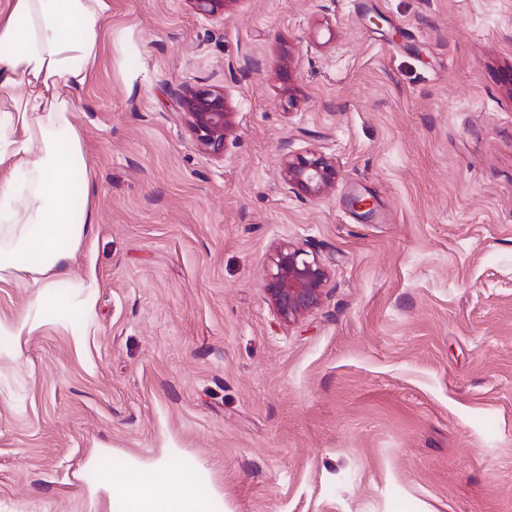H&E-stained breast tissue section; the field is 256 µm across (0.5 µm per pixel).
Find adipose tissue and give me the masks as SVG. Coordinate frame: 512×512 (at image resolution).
<instances>
[{
    "label": "adipose tissue",
    "instance_id": "1",
    "mask_svg": "<svg viewBox=\"0 0 512 512\" xmlns=\"http://www.w3.org/2000/svg\"><path fill=\"white\" fill-rule=\"evenodd\" d=\"M110 10V0H0V88L10 91L0 97V164L27 179L20 199L13 180L0 181V283L35 289L36 307L70 280L95 222L89 211L71 215L73 193L91 195L70 180L86 165L74 92L97 62ZM111 484L118 512H212L211 494L167 464L116 472Z\"/></svg>",
    "mask_w": 512,
    "mask_h": 512
}]
</instances>
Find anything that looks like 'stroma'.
Segmentation results:
<instances>
[{
	"label": "stroma",
	"mask_w": 512,
	"mask_h": 512,
	"mask_svg": "<svg viewBox=\"0 0 512 512\" xmlns=\"http://www.w3.org/2000/svg\"><path fill=\"white\" fill-rule=\"evenodd\" d=\"M184 86L223 88V157ZM76 101L95 224L49 294L94 273L95 328L0 283L37 323L0 334V512H115L104 455L218 512H512V0H112ZM309 151L319 199L283 183ZM282 243L331 274L289 324ZM283 171L289 189L315 197L322 195L336 178L333 162L316 152L296 158L286 154L283 158Z\"/></svg>",
	"instance_id": "obj_1"
}]
</instances>
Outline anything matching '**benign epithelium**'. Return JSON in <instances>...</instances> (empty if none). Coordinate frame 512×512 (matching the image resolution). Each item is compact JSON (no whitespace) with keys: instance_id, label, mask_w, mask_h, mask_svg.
<instances>
[{"instance_id":"7a95c632","label":"benign epithelium","mask_w":512,"mask_h":512,"mask_svg":"<svg viewBox=\"0 0 512 512\" xmlns=\"http://www.w3.org/2000/svg\"><path fill=\"white\" fill-rule=\"evenodd\" d=\"M188 2L205 18L224 14L225 0ZM179 105L199 147L213 156L223 155L225 142L235 129L224 89L187 88L179 94ZM283 171L290 189L315 197L336 178L333 162L316 152L296 158L284 156ZM329 281L328 268L320 260L301 248L282 244L276 249L265 290L277 316L291 323L321 304Z\"/></svg>"}]
</instances>
